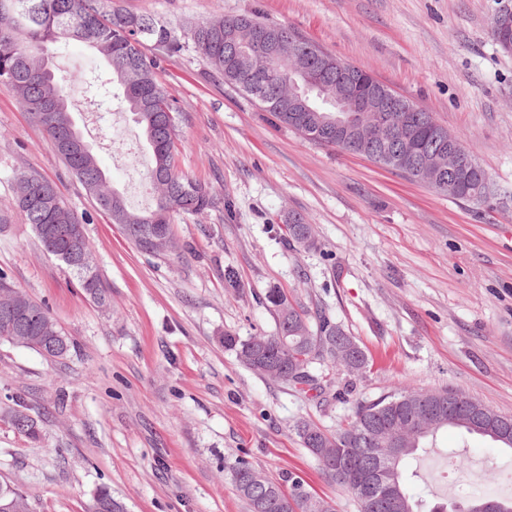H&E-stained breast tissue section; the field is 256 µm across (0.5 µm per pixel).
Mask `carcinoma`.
<instances>
[{
	"instance_id": "carcinoma-1",
	"label": "carcinoma",
	"mask_w": 512,
	"mask_h": 512,
	"mask_svg": "<svg viewBox=\"0 0 512 512\" xmlns=\"http://www.w3.org/2000/svg\"><path fill=\"white\" fill-rule=\"evenodd\" d=\"M236 22L241 26L239 49L250 50V29L253 26L270 28L284 37H299L303 45L310 44L284 25H268L252 15L225 16L195 26L164 20L152 15H135L114 5L112 0H0V83L10 85L23 108L29 103L50 101L57 103L53 124L45 133L74 175L94 197L101 209L112 218V223L147 228L152 224H170L174 215L201 214L216 205L213 194L201 182L180 173L175 166V141L178 123L165 124L156 103L163 101L168 112H180L171 99L158 73V55H174L190 51L203 57L211 70L224 80L242 90L256 101L276 121L301 133L299 124L290 120L288 95L281 94L276 101H263L247 88L250 75L247 70L233 69L224 63V23ZM63 41H76L93 50L108 66V78L80 76L68 80L57 76L52 64L40 67L34 55H43ZM81 87L83 97L96 103L97 99H117L135 116L151 153V163L146 172L149 184L157 177L166 178V188L155 196L154 206L148 210H134L118 191L108 189L103 180L106 174L94 153L81 154L70 150L66 141L68 128L73 120L68 100L75 87ZM15 206L18 216L34 229L44 251L67 263V242L60 238L51 241L39 230L42 224H77L79 219L60 199L54 184L36 174L21 172L15 176ZM80 287L93 300L105 302L109 293L99 275L88 282L85 275L77 274ZM267 303L274 314L275 333L251 336L245 340L230 334L224 335V345L236 351L248 368L276 381L288 383L307 393L324 394V385L311 372L317 361H336L333 348L336 337L344 329L327 317H319L311 326L309 314L292 304L288 297L272 290ZM26 317L30 340L37 345H47L45 337L63 335L58 323L47 307L34 300ZM448 390L400 389L371 402L357 404L346 424L334 433L311 422L295 426V433L302 446L317 460L324 475L348 492L356 503L357 512H399L397 508H384L379 493L362 488L358 472L362 467V450L347 447L346 441L358 430L375 424L379 411L394 400L404 396L415 398L445 395ZM14 429L32 439L40 434L38 421L18 410L11 416ZM318 430L325 442L338 445L336 458L324 461L319 450L305 440L302 430ZM448 428L466 434L483 436L464 422L447 423L420 437L418 446L406 448L391 463L409 512H419V506L407 491L406 462L418 449L433 442L436 435ZM224 478L230 480L239 496L246 502L248 512H313V502H324L325 512H335L333 504L314 494L299 477L283 485L272 480L245 458L224 463Z\"/></svg>"
}]
</instances>
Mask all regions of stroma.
I'll list each match as a JSON object with an SVG mask.
<instances>
[{
    "label": "stroma",
    "mask_w": 512,
    "mask_h": 512,
    "mask_svg": "<svg viewBox=\"0 0 512 512\" xmlns=\"http://www.w3.org/2000/svg\"><path fill=\"white\" fill-rule=\"evenodd\" d=\"M506 0H119L135 14L202 22L244 13L287 25L369 71L459 135L499 198L474 205L343 152L313 144L232 86L192 52L162 56L164 87L180 110L175 162L219 208L172 221L175 249L138 250L66 170L52 142L0 84V274L46 304L70 342L49 358L0 342V482L34 512H89L106 486L128 512H247L225 482L243 457L270 478L302 477L357 512L293 430L308 420L336 431L355 405L402 388H450L512 415V53L490 32ZM64 77L102 73L88 48L56 53ZM78 127L128 204L145 210L148 148L118 103ZM51 180L85 218L94 267L110 290L100 306L47 255L14 215L13 177ZM230 209H223V202ZM305 217L319 243L279 240L284 214ZM233 270L241 289L224 284ZM322 310L365 350L369 368L328 361L324 399L248 369L225 334H272L270 290ZM39 422L33 440L9 423L16 404ZM408 491L428 512L438 500L502 497L512 450L451 428L419 450ZM480 472L481 485L470 482Z\"/></svg>",
    "instance_id": "1"
}]
</instances>
